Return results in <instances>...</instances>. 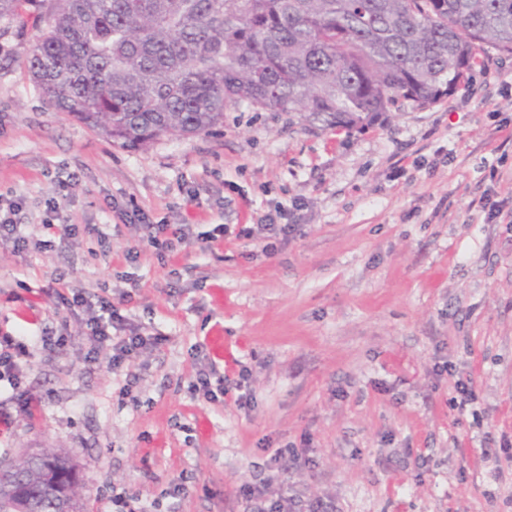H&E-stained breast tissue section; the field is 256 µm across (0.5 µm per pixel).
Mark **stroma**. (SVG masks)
Masks as SVG:
<instances>
[{
    "label": "stroma",
    "instance_id": "stroma-1",
    "mask_svg": "<svg viewBox=\"0 0 512 512\" xmlns=\"http://www.w3.org/2000/svg\"><path fill=\"white\" fill-rule=\"evenodd\" d=\"M44 26L23 0L0 29V209L19 203L46 243L0 242V336L31 352L19 392L0 390V460L67 455L88 512L116 489L166 512L177 482L181 512H244L241 487L286 447L313 461L285 458L289 492L337 512H512V54L363 130L242 103L213 132L128 148L32 82ZM490 198L505 203L491 221ZM51 202L75 235L43 226ZM138 217L189 237L151 247ZM269 217L294 232H258ZM69 288L131 292L123 314L165 336L133 382L85 363L81 319L57 298ZM209 363L220 403L191 390Z\"/></svg>",
    "mask_w": 512,
    "mask_h": 512
}]
</instances>
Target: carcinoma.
<instances>
[{
    "instance_id": "obj_1",
    "label": "carcinoma",
    "mask_w": 512,
    "mask_h": 512,
    "mask_svg": "<svg viewBox=\"0 0 512 512\" xmlns=\"http://www.w3.org/2000/svg\"><path fill=\"white\" fill-rule=\"evenodd\" d=\"M41 2L33 82L128 147L206 133L241 103L362 129L399 103L447 97L478 53L512 54V0ZM74 475L66 457L34 451L0 469V512H84Z\"/></svg>"
}]
</instances>
